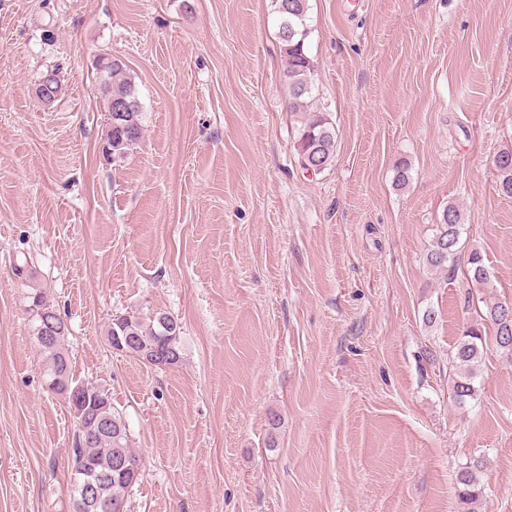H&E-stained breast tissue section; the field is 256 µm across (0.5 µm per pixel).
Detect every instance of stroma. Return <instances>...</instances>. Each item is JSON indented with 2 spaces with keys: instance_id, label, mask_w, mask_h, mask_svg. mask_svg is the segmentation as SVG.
Instances as JSON below:
<instances>
[{
  "instance_id": "35a3bbf8",
  "label": "stroma",
  "mask_w": 512,
  "mask_h": 512,
  "mask_svg": "<svg viewBox=\"0 0 512 512\" xmlns=\"http://www.w3.org/2000/svg\"><path fill=\"white\" fill-rule=\"evenodd\" d=\"M308 5L312 107L336 129L319 173L294 148L273 0H0V512H72L75 424L35 289L68 326L73 379L129 428L128 512H464L457 475L479 456L476 512H512V355L486 328L481 387L453 401L448 351L477 314L463 276L424 262L455 204L483 298L512 301L493 165L512 149V0ZM102 55L143 112L115 162ZM156 312L182 326L164 369L106 336ZM464 278L469 287L466 290L468 303L470 296L471 299L473 298V290L490 288L491 275L485 264L483 255L477 249H472L467 253Z\"/></svg>"
}]
</instances>
